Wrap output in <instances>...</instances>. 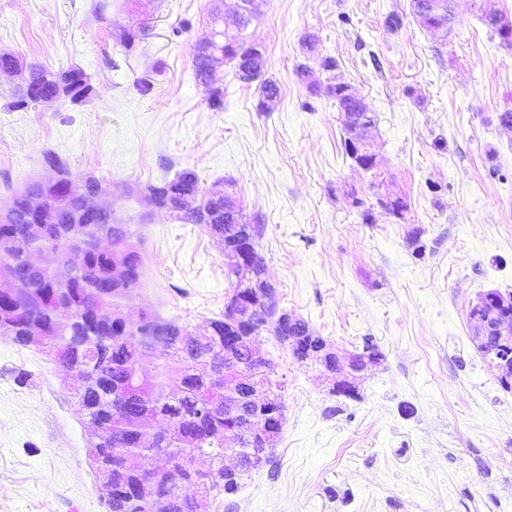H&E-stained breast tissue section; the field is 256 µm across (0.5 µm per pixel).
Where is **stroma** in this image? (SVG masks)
Returning a JSON list of instances; mask_svg holds the SVG:
<instances>
[{
    "label": "stroma",
    "mask_w": 512,
    "mask_h": 512,
    "mask_svg": "<svg viewBox=\"0 0 512 512\" xmlns=\"http://www.w3.org/2000/svg\"><path fill=\"white\" fill-rule=\"evenodd\" d=\"M103 14H94L96 2ZM237 0H0V55L51 69L80 66L82 103L11 106L18 76L0 73V202L44 174L95 176L131 224L142 273L127 309L191 328L224 312L221 245L199 224L137 203L149 186L194 171L203 189L234 182L280 309L338 351L373 343L380 364L358 398L332 394L321 371L264 333L286 381L285 423L267 463L208 512H512V391L472 341L478 294L512 295V46L483 21L512 22V0H454L448 38L426 31L409 0H266L244 31L261 45L280 96L218 65L209 105L193 53L211 14ZM404 24L386 27L389 13ZM137 38L131 48L122 31ZM336 59L319 70V57ZM344 82L376 117L379 156L346 155L343 120L311 94ZM153 84L140 95L139 81ZM402 198L395 216L380 198ZM72 375L42 347L0 336V512H107L87 460Z\"/></svg>",
    "instance_id": "1"
}]
</instances>
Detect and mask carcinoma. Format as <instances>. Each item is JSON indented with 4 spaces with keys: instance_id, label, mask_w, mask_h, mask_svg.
<instances>
[{
    "instance_id": "1",
    "label": "carcinoma",
    "mask_w": 512,
    "mask_h": 512,
    "mask_svg": "<svg viewBox=\"0 0 512 512\" xmlns=\"http://www.w3.org/2000/svg\"><path fill=\"white\" fill-rule=\"evenodd\" d=\"M411 15L427 12L430 22L451 29L452 0H410ZM246 25L224 33V54L234 58L250 47L243 36ZM30 103H40L63 87L79 95L84 91V74L76 66L52 71L36 66L29 73ZM311 93L325 92L340 112L349 108L342 88L331 84L321 87L308 84ZM173 189L203 193L198 176L182 171L160 186L149 188L156 207L164 208V200ZM73 239L83 245L85 265L69 279L29 269L34 256L43 251H61L62 243L41 225L28 230L26 224L0 223V268L27 274L24 290L15 292L0 288V336H10L21 345L32 341L25 323L38 322L54 339L53 353L62 364L89 365L95 386L81 395L87 410L86 420L99 422L102 433L94 444L101 466L95 468L98 481L112 482V499L106 501L109 512H196L199 504L221 493L234 495L244 486L242 478L224 482V431L232 426L224 413L230 403H240L237 396L215 395L207 385L209 373L224 368V337L243 331L232 327L229 317L209 318L207 336H185L180 326L166 321L147 308L135 313L124 310L122 300L126 288L116 275L117 265L137 279L142 257L132 237L119 224L84 221L72 224ZM74 309V320L62 324L59 308ZM106 308L115 316L112 327L101 336L90 331L86 318ZM266 328L276 339L289 346L292 354L312 348L320 350L326 340L306 331L307 323L290 328L274 318H265ZM158 354L161 362L154 374L140 378L137 371L141 359ZM218 401L210 413L199 411V405ZM165 423L166 436L156 438L148 447L138 439ZM176 450L179 455L175 470L153 475L154 493L150 498L133 499L138 487L147 480L150 460ZM205 456L209 471L201 474L193 462ZM195 488L191 496L181 492L183 485Z\"/></svg>"
}]
</instances>
